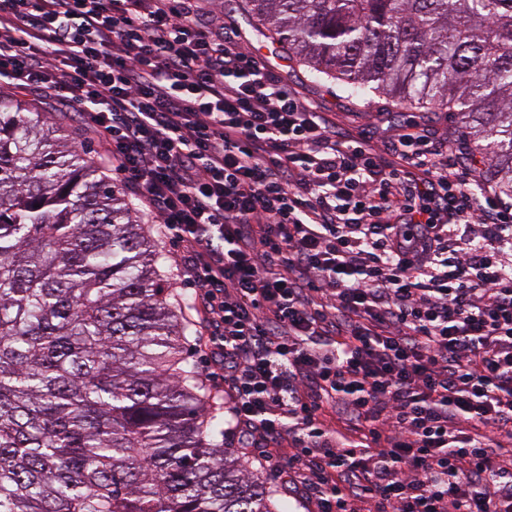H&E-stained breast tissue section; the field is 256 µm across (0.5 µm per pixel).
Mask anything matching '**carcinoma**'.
<instances>
[{
	"label": "carcinoma",
	"instance_id": "1",
	"mask_svg": "<svg viewBox=\"0 0 512 512\" xmlns=\"http://www.w3.org/2000/svg\"><path fill=\"white\" fill-rule=\"evenodd\" d=\"M316 76L456 112L512 194V0H247ZM163 254L47 113L0 93V512H278L182 357Z\"/></svg>",
	"mask_w": 512,
	"mask_h": 512
}]
</instances>
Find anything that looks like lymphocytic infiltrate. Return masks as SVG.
<instances>
[{"label":"lymphocytic infiltrate","mask_w":512,"mask_h":512,"mask_svg":"<svg viewBox=\"0 0 512 512\" xmlns=\"http://www.w3.org/2000/svg\"><path fill=\"white\" fill-rule=\"evenodd\" d=\"M194 0H0V84L81 109L181 250L230 431L316 512H512V203L342 136Z\"/></svg>","instance_id":"obj_1"}]
</instances>
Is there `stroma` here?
<instances>
[{"label":"stroma","instance_id":"stroma-1","mask_svg":"<svg viewBox=\"0 0 512 512\" xmlns=\"http://www.w3.org/2000/svg\"><path fill=\"white\" fill-rule=\"evenodd\" d=\"M198 10L203 19L214 25H225L235 29L243 45L261 55L278 73L284 84L302 99L318 104L330 112L336 128L352 135H366L377 149H385L387 143L401 133L407 122L426 124L431 133L461 146L463 152L473 153L474 144L459 115L445 112H425L416 108H400L387 95L376 92L349 95L337 80L314 79L304 66L290 59L276 36H263L254 23L248 22L247 0H199ZM194 290L190 283L182 281L170 290V299L180 308L184 322L192 324L195 335L187 337L183 344V355L193 366H200L205 354L208 336V316L192 302ZM224 445L238 455L251 472L264 481L287 512H312L308 501L298 488L290 487L281 478L287 470V457H280L277 467L260 465L254 458L245 440L226 434Z\"/></svg>","mask_w":512,"mask_h":512}]
</instances>
